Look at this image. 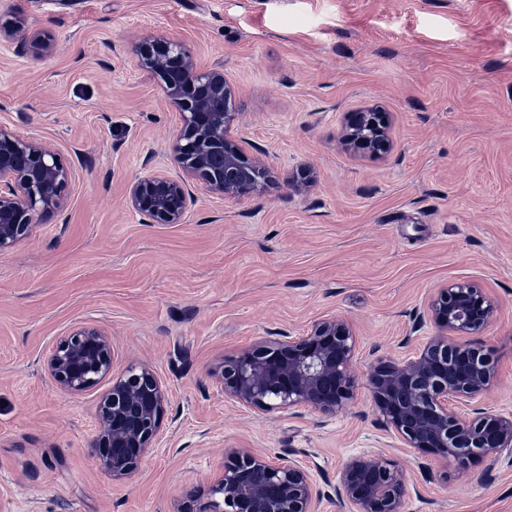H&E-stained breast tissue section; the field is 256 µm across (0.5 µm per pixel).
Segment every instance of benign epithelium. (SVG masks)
Here are the masks:
<instances>
[{
    "label": "benign epithelium",
    "mask_w": 512,
    "mask_h": 512,
    "mask_svg": "<svg viewBox=\"0 0 512 512\" xmlns=\"http://www.w3.org/2000/svg\"><path fill=\"white\" fill-rule=\"evenodd\" d=\"M31 41L36 54L52 52L47 34L28 37L18 28L0 40ZM139 65L162 81L181 127L168 149L181 174L156 171L135 180L124 202L152 224H182L196 202L194 189L222 199L260 195L271 179L263 160L249 156L231 135L237 113L224 109L232 89L224 70L201 68L178 38L163 34L135 43ZM342 144L371 155L392 148L388 113L366 108L346 113ZM71 171L60 150L40 136L22 137L0 125V253L28 237L33 224L63 211ZM494 304L485 289L456 282L439 289L427 316L437 332L413 353L378 360L366 384L378 420L405 448L462 467L512 447V414L465 408L494 383L489 353L468 337L485 330ZM356 338L346 319L327 315L299 336L261 340L224 360L216 376L224 395L254 412L312 407L335 414L354 397ZM113 367L110 334L80 326L49 353L47 369L57 387L79 395ZM168 389L146 364H131L103 394L93 450L114 481L134 475L164 434ZM210 500L179 512H318L324 498H337L347 512H401L407 492L404 469L382 451L346 459L336 496L316 487L308 469L282 455L273 461L256 448H239L209 478Z\"/></svg>",
    "instance_id": "7a95c632"
}]
</instances>
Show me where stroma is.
Here are the masks:
<instances>
[{
	"mask_svg": "<svg viewBox=\"0 0 512 512\" xmlns=\"http://www.w3.org/2000/svg\"><path fill=\"white\" fill-rule=\"evenodd\" d=\"M19 27L54 50L0 42V123L51 140L74 177L66 209L0 254V512H176L237 448L292 453L326 492L381 449L408 477L401 512H512V447L462 470L400 447L366 386L332 416L261 414L214 379L324 315L353 324L365 374L434 335L416 314L469 281L496 304L479 341L499 376L477 405L512 413V0H0V30ZM149 34L223 68L263 195H200L181 224L124 207L174 168L178 114L132 48ZM371 106L391 121L378 157L339 142ZM81 325L110 333L113 375L144 362L168 387L162 446L121 484L91 448L111 377L72 396L46 370Z\"/></svg>",
	"mask_w": 512,
	"mask_h": 512,
	"instance_id": "stroma-1",
	"label": "stroma"
}]
</instances>
